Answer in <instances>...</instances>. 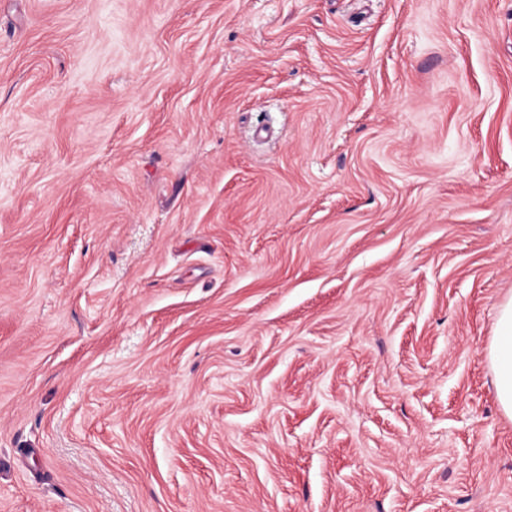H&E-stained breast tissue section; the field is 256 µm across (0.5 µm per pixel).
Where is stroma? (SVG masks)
<instances>
[{
  "instance_id": "1",
  "label": "stroma",
  "mask_w": 512,
  "mask_h": 512,
  "mask_svg": "<svg viewBox=\"0 0 512 512\" xmlns=\"http://www.w3.org/2000/svg\"><path fill=\"white\" fill-rule=\"evenodd\" d=\"M512 0H0V512H512ZM487 358L494 373L498 404L512 418V297L500 308Z\"/></svg>"
}]
</instances>
